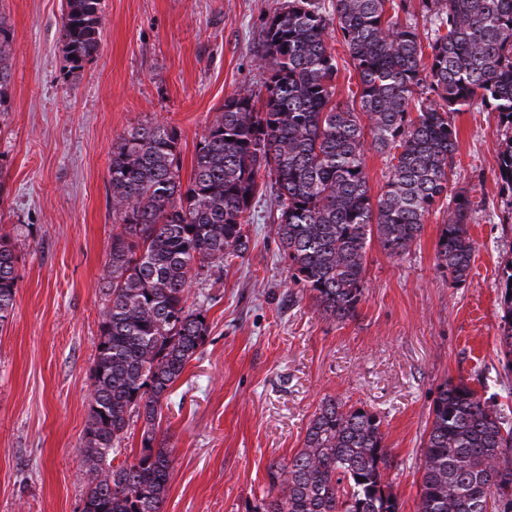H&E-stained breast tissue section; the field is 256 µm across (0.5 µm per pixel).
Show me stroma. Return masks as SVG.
Listing matches in <instances>:
<instances>
[{
    "mask_svg": "<svg viewBox=\"0 0 512 512\" xmlns=\"http://www.w3.org/2000/svg\"><path fill=\"white\" fill-rule=\"evenodd\" d=\"M64 0H0L12 61L0 101V225L17 256L14 309L0 326V512H81V450L91 368L105 305L112 239V145L155 120L179 136L189 180L206 127L241 87L261 91L263 20L284 0H103L100 53L68 73ZM337 103L359 77L340 32L329 31ZM453 185L477 204L478 249L465 286L450 285L430 213L403 255L368 252L357 315L325 316L288 277L271 227L270 190L257 194L249 249L209 270L192 293L208 336L167 399L157 441L171 449L164 512H256L267 467L298 450L322 399L379 413L399 512H415L422 443L437 388L453 380L494 402L512 424V373L499 343L502 276L512 265V197L501 188L497 113H454Z\"/></svg>",
    "mask_w": 512,
    "mask_h": 512,
    "instance_id": "1",
    "label": "stroma"
}]
</instances>
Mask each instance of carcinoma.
<instances>
[{
    "label": "carcinoma",
    "instance_id": "1",
    "mask_svg": "<svg viewBox=\"0 0 512 512\" xmlns=\"http://www.w3.org/2000/svg\"><path fill=\"white\" fill-rule=\"evenodd\" d=\"M431 25L424 57L407 0H288L261 25L265 92L226 98L197 147L188 183L176 130L151 123L112 147L115 227L101 278L90 420L81 449L82 512H163L172 451L154 446L161 401L208 335L207 309L189 302L194 278L248 250L257 179L278 199L274 234L291 282L326 315L355 316L367 248L390 257L446 207L437 261L451 285L467 281L476 251L471 200L453 190L458 132L451 115L477 106L505 125L497 149L512 192V0H421ZM102 0H66L60 38L70 71L101 48ZM340 30L360 79L359 102L333 100L337 68L327 44ZM0 17V97L11 80ZM391 155L392 175L372 198L366 146ZM17 257L0 227V324L15 300ZM500 346L512 371V267L503 272ZM142 448L112 465L131 418ZM382 417L332 397L321 401L300 448L268 468L261 512H399ZM416 512H512V427L463 382L438 388L422 444Z\"/></svg>",
    "mask_w": 512,
    "mask_h": 512
}]
</instances>
